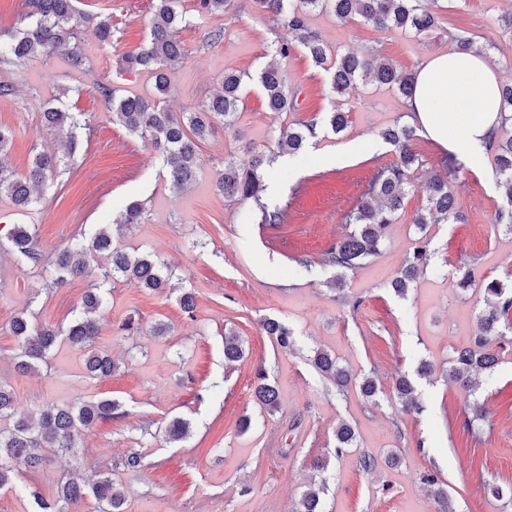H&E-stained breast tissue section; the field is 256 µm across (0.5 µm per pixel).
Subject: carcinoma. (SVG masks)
Wrapping results in <instances>:
<instances>
[{
    "mask_svg": "<svg viewBox=\"0 0 512 512\" xmlns=\"http://www.w3.org/2000/svg\"><path fill=\"white\" fill-rule=\"evenodd\" d=\"M289 0H197L199 16L226 15L246 10L272 18L276 28H284L293 35V40L277 36L274 41L275 54L286 57L298 41L312 62L331 71V83L338 95L348 93L358 81L392 85L405 98L414 91L415 71H400L383 58H367L345 54L329 65L321 37L307 26V16L314 10L326 11L338 20L359 19L376 27H395L423 34L439 26V18L422 7V0H297L298 5L286 6ZM27 11L23 26L0 32V62L16 63L36 57L49 56L67 44L73 67L83 69V55L79 35L89 26L103 45L112 44V16H92L82 12L75 0H26ZM153 13L149 32L136 48L126 52L122 64L128 71H147L154 78L156 97L152 100L123 97L108 84L96 83L94 91L110 106L112 121L123 126L130 135L143 142H150L160 150L163 164L173 182L178 186L192 183L199 166L198 142L210 136L214 122L224 123V128L233 126L235 117L244 101V79L235 71H227L219 91L203 99L193 112L176 114L169 111L165 98L170 91V72L182 57L178 40L179 30L186 22L182 0H152ZM267 108L271 112L295 110L294 95L288 91L281 70L273 65L263 69L258 76ZM500 105L503 121L512 120L507 109H512V82L499 85ZM46 126L65 139L68 153L75 152L77 139L74 129L78 125L76 113L58 107L44 112ZM347 124L344 112H328L321 117L302 121L296 126L282 130L276 147L268 150L248 148L243 161L228 160L219 173L215 189L229 202L252 200L260 211V223L278 225L285 221L283 209L262 201L263 182L282 155H295L317 136L320 128L333 133L342 131ZM381 138L392 145L397 160L376 170L361 198L346 217L345 224L351 228L345 237L322 253L318 261L306 255L292 257L297 269L308 271L312 265L333 268L337 271L333 286L341 291L346 286L347 272L363 265L377 255L383 247L387 230L397 212L404 207L405 187L412 175L423 166L419 154L413 151L412 141L416 129L408 124L396 123L380 133ZM487 151L494 154L497 166L493 171L498 186L504 188L506 206L495 215V223L503 224L512 233V138L499 135L489 142ZM59 163L45 155L34 156L27 171L20 173L0 164V197H10L16 207L27 208L38 201L33 191L47 185ZM444 174L434 176L426 186V204L414 218L419 230L428 224H460L465 215L459 210L453 192V183L460 167L453 157L443 162ZM144 204L134 201L115 220L98 229L91 239L83 234L73 236L70 245L59 251L52 262L51 286H60L67 278L83 271L86 259L92 254L105 256L107 264L100 268L101 285L122 280L136 288L158 291L164 288L169 274L150 254H133L120 244L122 230L142 223ZM7 247L22 259L40 263L42 254L37 238L24 224H15L5 238H0V249ZM435 250L430 241H422L410 252L402 265L400 275L390 284L393 292L405 297L410 284L426 273L431 266ZM454 286L466 291L470 288L483 290L485 307L478 314L476 330L469 345L453 350L448 360V379L460 382L467 388L476 385V376L491 372L498 358L491 349L492 344L502 347L512 343V286L498 279H486L480 283L472 280L469 263L462 262L452 271ZM106 296L99 288L87 292L83 310L65 326L44 325L34 322L32 315L24 310L11 322V332L18 341L16 367L23 373L39 370L47 363L48 356L57 342L63 340L70 346L85 352V369L96 378L112 376L117 364L112 357L94 349L98 334L96 316L105 303ZM264 330L278 345L288 350L294 345V332L277 318L264 321ZM244 356L237 335L224 333V361L233 363ZM309 361L330 381L336 391L343 393L354 383L366 399L375 401L380 393L376 370L356 378L348 367L339 363L335 356L317 348ZM395 394L405 410L417 411L420 402L414 396V386L407 375H398ZM255 397L269 413L278 410L279 394L276 386L268 382L265 370L257 373ZM121 408L119 401L101 397L48 406L40 412L38 421L29 416H16L12 394L8 386L0 383V417L14 418L13 425L0 431V491L17 486V480L25 472H37L45 462L42 450L56 448L63 453L75 452L85 432L99 422L108 421ZM168 439L183 441L190 435V422L174 417L165 429ZM356 435L352 425L342 422L336 427V454H342L354 446ZM116 466L137 471L144 467L143 455L130 450ZM422 480L430 487L441 512L448 509V490L436 474L427 472ZM323 486L309 485L302 493L296 512H322L320 494ZM34 503L32 512H72L73 506L85 496H92L98 505L97 512H126V496L116 486L111 473L96 472L81 482L63 478L57 484L56 495L45 498L36 488L28 487Z\"/></svg>",
    "mask_w": 512,
    "mask_h": 512,
    "instance_id": "cac0c4a2",
    "label": "carcinoma"
}]
</instances>
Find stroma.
<instances>
[{"instance_id": "35a3bbf8", "label": "stroma", "mask_w": 512, "mask_h": 512, "mask_svg": "<svg viewBox=\"0 0 512 512\" xmlns=\"http://www.w3.org/2000/svg\"><path fill=\"white\" fill-rule=\"evenodd\" d=\"M187 23L179 32L183 57L171 73L167 105L176 113L195 110L225 72L244 74V106L232 128L216 125L200 145V166L192 184L178 189L167 178L163 161L150 143L113 123L94 82L119 87L121 95L152 98V76L121 73V56L147 36L151 0H78L80 10L111 15L116 31L102 47L85 30L81 47L90 66H71L64 54L0 64V127L11 130L12 143L0 163L23 172L35 152L54 153L60 146L44 124V111L56 106L78 113L80 147L61 165L37 204L17 213L0 198V233L26 224L44 254L64 248L77 233L92 234L112 223L131 202L146 208L144 223L124 230L126 247L148 253L173 271L170 286L157 294L122 281L109 286V305L99 313L95 346L115 360L112 377L89 378L84 352L61 344L40 374L16 372L17 341L9 325L23 309L37 322L67 323L85 293L100 283L97 263L66 285L47 289L43 266L0 251V379L12 390L15 410L31 413L46 404L110 397L122 405L112 420L87 431L76 454L49 453L34 483L44 497L68 474L111 471L124 487L127 512H294L310 480L324 482L323 512H434L433 497L421 481L435 472L448 489L453 512H512V500L496 499L492 483L512 484V350L500 353L492 374L470 390L448 380L453 349L469 342L482 293L471 289L463 299L449 276L459 258L474 261L475 280H506L512 275V234L495 225L505 195L493 178L495 161L463 166L455 182L462 224H431L419 231L413 219L425 204L426 179L443 173L444 150L424 135L412 148L424 161L406 186L403 210L391 224L381 252L348 273L344 291H336L333 269L313 266L295 271L294 255L311 258L346 232L344 217L355 207L377 168L395 161L380 131L406 116L395 87L357 83L350 94L336 95L329 75L315 66L302 46L276 58L271 23L246 12L199 22L196 0H182ZM442 27L435 33L378 28L359 20L338 21L312 12L307 24L330 55L375 52L398 68L415 70L432 54L455 50L457 35L475 34L502 78H512V31L504 26L512 0H425ZM223 27L222 41L211 44L208 32ZM278 62L288 88L298 99L294 112L268 111L258 75ZM342 109L348 126L323 132L312 147L288 158L275 172L276 185L262 199L285 208L287 220L261 223L253 201L228 204L214 189L226 160H239L251 144L270 146L279 129ZM352 149L345 163L338 151ZM427 235L436 254L432 271L418 277L400 298L389 289L407 252ZM196 297L193 319H186L178 298ZM360 300L358 310L349 303ZM138 315L137 335L118 336L113 328ZM275 317L294 332L291 350L280 348L263 329ZM170 326L154 333L157 323ZM234 329L244 357L224 361V332ZM335 355L354 375L377 368L381 393L365 400L357 386L337 393L308 360L312 349ZM428 361L431 377L417 375ZM277 386L280 406L267 412L254 397L257 368ZM411 378L421 411H403L393 396L398 374ZM486 413L482 439L463 430L465 418ZM188 419L192 432L180 443L167 442L164 428L173 417ZM251 426L238 428L241 417ZM355 429L356 445L336 454L340 421ZM138 450L145 465L138 471L113 469V462ZM377 466L366 471L363 455ZM396 465H388L389 457ZM328 462L315 470L316 460Z\"/></svg>"}]
</instances>
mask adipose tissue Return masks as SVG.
<instances>
[{"label":"adipose tissue","mask_w":512,"mask_h":512,"mask_svg":"<svg viewBox=\"0 0 512 512\" xmlns=\"http://www.w3.org/2000/svg\"><path fill=\"white\" fill-rule=\"evenodd\" d=\"M406 110L422 133L458 160L479 164L501 121L496 71L479 53L433 54L417 70Z\"/></svg>","instance_id":"adipose-tissue-1"}]
</instances>
